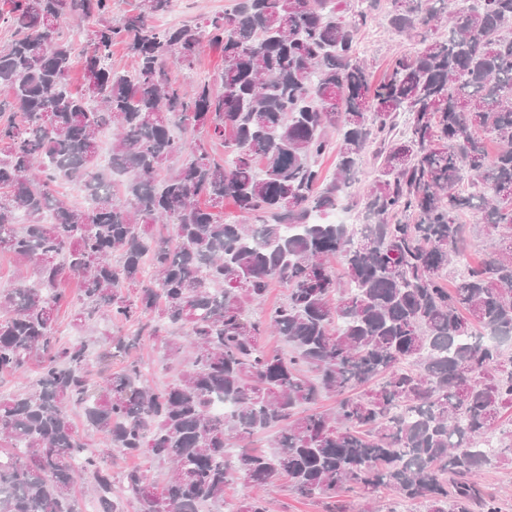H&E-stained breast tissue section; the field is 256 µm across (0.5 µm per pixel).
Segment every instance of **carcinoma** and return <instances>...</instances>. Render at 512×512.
<instances>
[{
    "label": "carcinoma",
    "mask_w": 512,
    "mask_h": 512,
    "mask_svg": "<svg viewBox=\"0 0 512 512\" xmlns=\"http://www.w3.org/2000/svg\"><path fill=\"white\" fill-rule=\"evenodd\" d=\"M6 2L0 254L34 264L39 287L19 272L0 288V380L39 371L0 394V512H84L85 483L97 512H270L266 493L285 484L302 499L357 489L361 512L384 491L423 512H499L477 475L512 457V0H391L385 21L422 48L378 82L355 42L371 13L348 19L341 0H235L179 27L152 23L172 0L115 23L112 0ZM66 13L99 22L79 92ZM117 40L131 74L112 69ZM206 45L224 58L215 78L172 81L169 65L193 69ZM332 149L327 180L317 159ZM368 151V223L315 222ZM228 200L242 220H224ZM467 212L492 238L477 265ZM72 279L76 325L137 324L94 360L57 336ZM274 282L284 299L252 315ZM271 333L290 350L267 352ZM142 336L163 338L176 382L153 388L128 359ZM327 395L336 406L321 410ZM224 400L235 410L215 415ZM269 430L270 450L249 449ZM117 455L145 465L116 476ZM155 465L170 475L153 479Z\"/></svg>",
    "instance_id": "1"
}]
</instances>
